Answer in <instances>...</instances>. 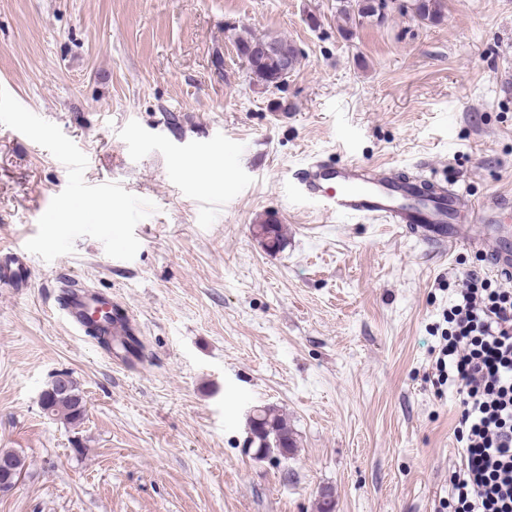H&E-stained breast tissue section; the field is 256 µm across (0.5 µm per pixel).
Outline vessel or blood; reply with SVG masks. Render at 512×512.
Listing matches in <instances>:
<instances>
[{
	"label": "vessel or blood",
	"instance_id": "b4317fda",
	"mask_svg": "<svg viewBox=\"0 0 512 512\" xmlns=\"http://www.w3.org/2000/svg\"><path fill=\"white\" fill-rule=\"evenodd\" d=\"M293 183L297 191L329 212L354 218L398 224L411 233L438 245H456L459 226L464 221L461 194L440 184L425 185L422 179L396 171L387 163L368 166L350 162L335 166L314 160L296 169ZM512 210V198L498 197L477 206L474 220L481 226L479 242L492 246L494 269H512V227L499 214ZM22 246L0 247V283L12 288L25 285L29 274ZM68 295L58 310L78 331H86L96 309L110 311L112 320L105 331L110 336L125 335L132 325L129 313L100 291L73 290L71 276H59Z\"/></svg>",
	"mask_w": 512,
	"mask_h": 512
}]
</instances>
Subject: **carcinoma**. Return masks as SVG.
<instances>
[{"label":"carcinoma","instance_id":"1","mask_svg":"<svg viewBox=\"0 0 512 512\" xmlns=\"http://www.w3.org/2000/svg\"><path fill=\"white\" fill-rule=\"evenodd\" d=\"M382 2L384 0H338L337 12L347 22L355 14L360 18L383 17L385 13L382 11ZM411 10L414 17L423 23L436 24L443 19L442 0H412ZM261 42L263 39L250 33L241 34L235 40L238 55L248 61L251 79L266 85L283 82L299 63L297 48L285 39L276 38L275 52L263 55L258 51ZM254 230L270 253L282 248L288 234L287 226L277 223L271 216L254 225ZM41 403L44 411L60 416L71 424L80 422L85 414V404L77 383L67 374L52 377L42 392ZM253 434L251 450L257 457L274 450L286 455L296 447L287 419L273 406L260 407ZM1 462L15 473L25 470V458L15 450L1 448Z\"/></svg>","mask_w":512,"mask_h":512}]
</instances>
